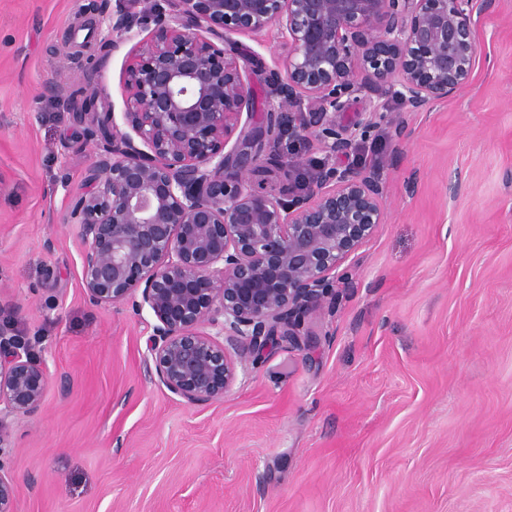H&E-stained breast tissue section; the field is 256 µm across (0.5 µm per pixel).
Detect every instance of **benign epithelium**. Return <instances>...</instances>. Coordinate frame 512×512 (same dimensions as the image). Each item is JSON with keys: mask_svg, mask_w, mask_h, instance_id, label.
Here are the masks:
<instances>
[{"mask_svg": "<svg viewBox=\"0 0 512 512\" xmlns=\"http://www.w3.org/2000/svg\"><path fill=\"white\" fill-rule=\"evenodd\" d=\"M115 0L101 47L136 36L133 7L156 30L123 78L122 131L88 167L68 221L81 226V288L95 306L154 317L147 368L189 404L224 397L239 369L273 345H300L308 318L336 301L344 264L384 223V187L364 166L331 162L367 138L383 112L336 126L346 100L388 88L410 111L453 97L473 78L481 16L496 0ZM277 27L266 126L242 123L251 88L225 45ZM288 113L325 153L301 191L249 178L261 163L284 178L302 160L275 143ZM140 140L147 150L135 144ZM31 343L0 321V512H15L1 456L7 419L39 412L48 386Z\"/></svg>", "mask_w": 512, "mask_h": 512, "instance_id": "1", "label": "benign epithelium"}]
</instances>
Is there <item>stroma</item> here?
<instances>
[{
	"label": "stroma",
	"instance_id": "1",
	"mask_svg": "<svg viewBox=\"0 0 512 512\" xmlns=\"http://www.w3.org/2000/svg\"><path fill=\"white\" fill-rule=\"evenodd\" d=\"M91 0H0V319L47 375L41 410L9 421L16 512H512V0L476 28L474 77L412 112L366 91L388 144L386 221L352 255L307 343L280 342L223 399L190 405L146 369L154 323L97 307L67 218L103 153L64 101L124 112L150 40L92 62ZM253 123L268 109L277 29L234 38Z\"/></svg>",
	"mask_w": 512,
	"mask_h": 512
}]
</instances>
